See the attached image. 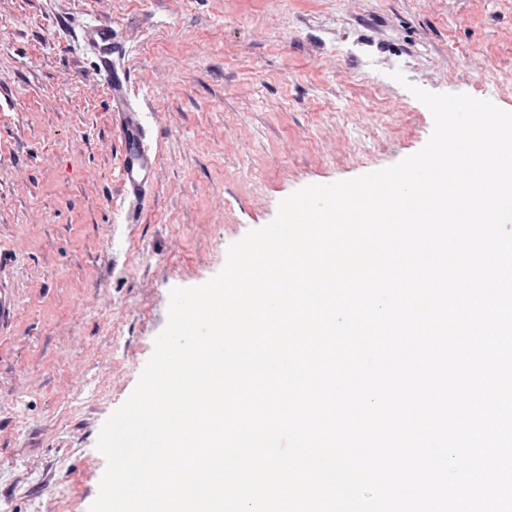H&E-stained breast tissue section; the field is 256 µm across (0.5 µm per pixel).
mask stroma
<instances>
[{
	"label": "stroma",
	"mask_w": 512,
	"mask_h": 512,
	"mask_svg": "<svg viewBox=\"0 0 512 512\" xmlns=\"http://www.w3.org/2000/svg\"><path fill=\"white\" fill-rule=\"evenodd\" d=\"M100 24L155 158L134 222ZM414 85L512 111V0H0V512H89L170 290L298 189L421 150ZM83 40L93 44L99 51V60L108 76V92L111 109L125 112L126 77L120 79L112 76V53L116 52L111 25L102 24L83 32Z\"/></svg>",
	"instance_id": "obj_1"
}]
</instances>
